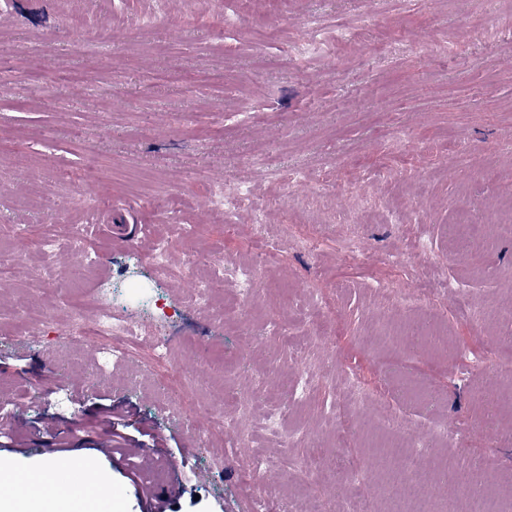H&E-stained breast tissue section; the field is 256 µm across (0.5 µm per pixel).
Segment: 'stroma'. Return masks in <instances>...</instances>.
Listing matches in <instances>:
<instances>
[{"label": "stroma", "mask_w": 512, "mask_h": 512, "mask_svg": "<svg viewBox=\"0 0 512 512\" xmlns=\"http://www.w3.org/2000/svg\"><path fill=\"white\" fill-rule=\"evenodd\" d=\"M234 11V0H167L158 13L153 0H0V253L19 266L0 287V403L17 404L0 422V452L36 468L54 453L52 429L77 421L87 432L70 450L121 488L133 469L100 449L106 404L127 447L153 459L155 488L179 486L164 512H249L257 496L279 512L286 495L324 498L334 512L328 487L355 483L345 454L383 436L371 423L380 390L407 425L448 430L439 458L454 478L427 467V497H458L478 467L505 488L512 417L497 416L493 395L512 389L498 361L512 322L497 318L512 306V238H492L485 221L512 214V0H253L251 15L225 23ZM76 14L92 34L83 44L71 33ZM308 34L323 51L302 59L292 47ZM90 178L108 199L104 214L84 204ZM227 179L253 181L273 251L250 314L232 287L215 313L186 287L189 257L231 266L252 255L249 211L228 230L206 204L208 188ZM460 209L492 239L481 267L448 251L444 231ZM172 210L179 226L167 221ZM97 216L86 239L113 279L146 255L149 235L171 240L176 276L163 289L179 314L161 329L171 361L153 362L141 342L97 376L89 347L69 338L68 307L92 296L94 275L28 288L43 236ZM17 224L28 227L20 240ZM120 224L147 236L116 239ZM348 241L352 262L340 253ZM395 288L425 294L423 306L398 307ZM436 308L442 368L419 402L384 355L392 332ZM271 319L287 339L266 334ZM293 344L317 371L299 408L288 391ZM352 375L362 391L350 390ZM242 392L313 438L289 449L261 430L259 414L238 420ZM331 407L364 420L348 445L322 416ZM480 427L493 442L477 459L469 443ZM223 430L270 461L251 487L232 458L213 465L212 436ZM312 448L314 473L289 474L288 458Z\"/></svg>", "instance_id": "stroma-1"}]
</instances>
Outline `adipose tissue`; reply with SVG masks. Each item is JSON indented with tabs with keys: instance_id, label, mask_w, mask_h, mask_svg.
I'll return each instance as SVG.
<instances>
[{
	"instance_id": "ef3b65f1",
	"label": "adipose tissue",
	"mask_w": 512,
	"mask_h": 512,
	"mask_svg": "<svg viewBox=\"0 0 512 512\" xmlns=\"http://www.w3.org/2000/svg\"><path fill=\"white\" fill-rule=\"evenodd\" d=\"M72 465L93 472V480L75 485L67 482L64 465ZM112 481L94 473L88 458L79 452L67 460L49 456L33 471L13 468L9 458H0V512H19L20 502L35 507L50 508L51 512H81L84 506L96 502L101 488L111 487Z\"/></svg>"
}]
</instances>
